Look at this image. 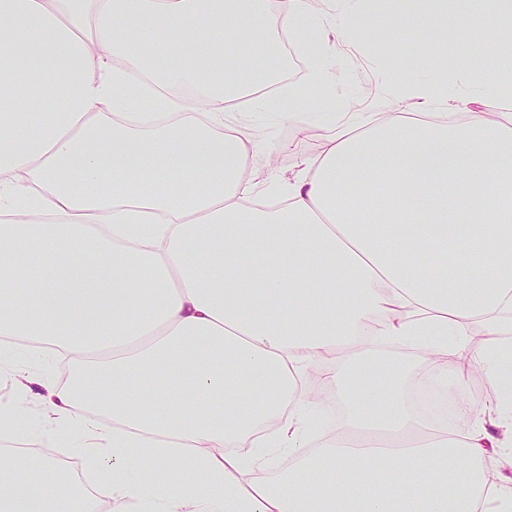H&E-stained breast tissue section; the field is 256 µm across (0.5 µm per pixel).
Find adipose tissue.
<instances>
[{
    "instance_id": "obj_1",
    "label": "adipose tissue",
    "mask_w": 512,
    "mask_h": 512,
    "mask_svg": "<svg viewBox=\"0 0 512 512\" xmlns=\"http://www.w3.org/2000/svg\"><path fill=\"white\" fill-rule=\"evenodd\" d=\"M383 3L348 30L343 0H0V335L112 376L17 373L0 425L22 433L33 406L69 441L104 479L84 512H512V115L476 105L512 90V0H415L421 41L387 84L415 111L337 125L290 177L257 187L264 147L224 121L257 101L306 120L296 89L258 96L285 67L277 19L322 89L336 40H396L406 0ZM454 16L467 40L428 64ZM491 43L507 64L473 67ZM383 341L420 350L453 425ZM476 362L479 406L460 395ZM332 403L339 427L315 433ZM49 493L0 461V512ZM413 396L432 416L443 422L451 420L448 404L436 396L429 388L414 383Z\"/></svg>"
}]
</instances>
